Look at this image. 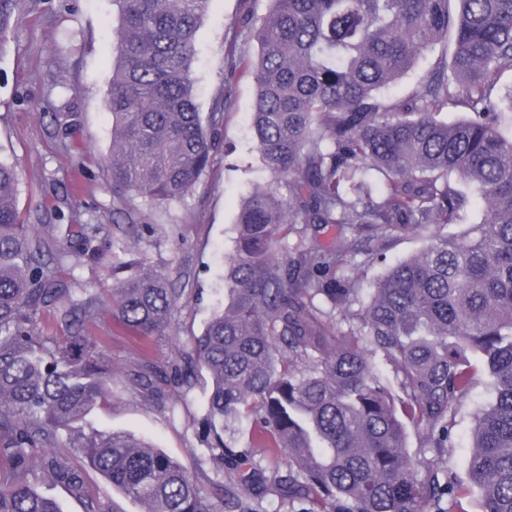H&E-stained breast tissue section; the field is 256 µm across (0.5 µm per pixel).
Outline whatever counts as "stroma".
Segmentation results:
<instances>
[{
  "instance_id": "stroma-1",
  "label": "stroma",
  "mask_w": 512,
  "mask_h": 512,
  "mask_svg": "<svg viewBox=\"0 0 512 512\" xmlns=\"http://www.w3.org/2000/svg\"><path fill=\"white\" fill-rule=\"evenodd\" d=\"M264 13L266 0H213L198 32L196 101L202 116L215 108L223 80L229 23L246 6ZM112 0H33L0 54V160L20 172L16 208L36 233L63 238L67 225L99 224L94 253H73L55 265L70 287L106 296L116 277L144 268L167 277L180 299L163 331L143 336L102 307L86 324L111 364L114 393L96 403L86 420L103 434L132 433L177 459L190 472L197 461L207 413L208 377L179 381L190 351L212 310L224 301V265L233 253L238 212L252 185L267 183L250 133L256 87L242 78L234 105L217 125L213 159L183 199L146 208L141 230L122 232L112 222V184L105 157L112 119L104 100L112 80ZM70 105L79 122L70 141L55 137L51 112ZM156 388L141 385L144 367ZM490 398L478 383L462 405L450 465L466 478L472 414Z\"/></svg>"
}]
</instances>
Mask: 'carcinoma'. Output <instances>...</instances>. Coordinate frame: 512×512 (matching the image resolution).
Here are the masks:
<instances>
[{
	"label": "carcinoma",
	"mask_w": 512,
	"mask_h": 512,
	"mask_svg": "<svg viewBox=\"0 0 512 512\" xmlns=\"http://www.w3.org/2000/svg\"><path fill=\"white\" fill-rule=\"evenodd\" d=\"M268 2L230 25L217 110L253 78L251 127L272 185L240 206L224 305L180 376L211 378L200 463L237 478L236 491H205L133 434L85 431L89 409L113 393L112 365L84 329L105 299H72L50 267L67 254L20 220L19 173L0 161V512H62L32 485L36 472L83 495L71 453L143 512H245L260 489L289 512H445L471 487L481 512H512V115L501 85L512 76V0ZM112 4L114 201L180 200L212 161L194 78L212 0ZM25 7L0 0V53ZM241 38L257 43L256 58L237 53ZM439 46L407 96H379ZM456 107L467 115L438 119ZM477 197L484 214L471 222ZM95 231L69 225L87 246ZM405 236L423 248L364 293V273ZM178 299L158 273L110 296L144 336ZM44 312L62 332L51 347L34 329ZM481 372L492 397L473 414L466 486L448 449ZM253 418L286 470L238 447ZM409 426L423 432L413 450Z\"/></svg>",
	"instance_id": "obj_1"
}]
</instances>
